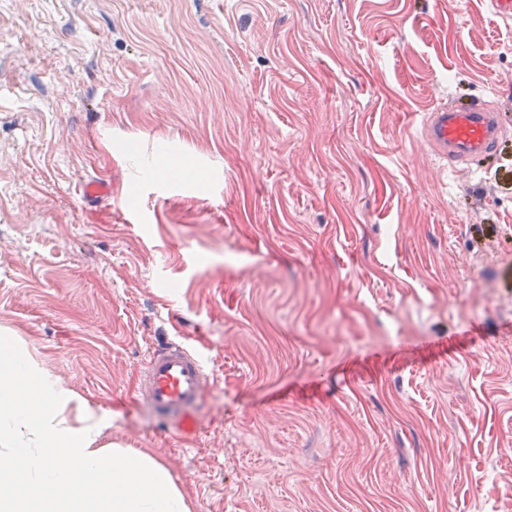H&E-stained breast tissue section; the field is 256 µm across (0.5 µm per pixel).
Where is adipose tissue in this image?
<instances>
[{"mask_svg": "<svg viewBox=\"0 0 512 512\" xmlns=\"http://www.w3.org/2000/svg\"><path fill=\"white\" fill-rule=\"evenodd\" d=\"M109 430L34 356L0 355V512H190L169 470Z\"/></svg>", "mask_w": 512, "mask_h": 512, "instance_id": "ef3b65f1", "label": "adipose tissue"}]
</instances>
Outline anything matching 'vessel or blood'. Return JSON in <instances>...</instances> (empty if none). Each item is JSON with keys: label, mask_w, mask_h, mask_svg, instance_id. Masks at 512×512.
<instances>
[{"label": "vessel or blood", "mask_w": 512, "mask_h": 512, "mask_svg": "<svg viewBox=\"0 0 512 512\" xmlns=\"http://www.w3.org/2000/svg\"><path fill=\"white\" fill-rule=\"evenodd\" d=\"M498 112L485 101L455 102L429 113L425 139L440 158L454 164L473 160L496 148L501 138ZM211 383L208 365L196 350L172 341L150 350L138 396L179 439L196 436L199 410Z\"/></svg>", "instance_id": "vessel-or-blood-1"}]
</instances>
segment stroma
<instances>
[{
  "mask_svg": "<svg viewBox=\"0 0 512 512\" xmlns=\"http://www.w3.org/2000/svg\"><path fill=\"white\" fill-rule=\"evenodd\" d=\"M475 97L505 140L444 166ZM509 169L486 0H0V328L190 512H512ZM168 340L187 442L137 397ZM501 127L499 113L490 110L483 99L458 101L430 112L424 123V135L435 154L455 165L496 148ZM210 383L202 355L172 341L149 351L138 396L176 438L184 439L196 436L200 429L199 410Z\"/></svg>",
  "mask_w": 512,
  "mask_h": 512,
  "instance_id": "obj_1",
  "label": "stroma"
}]
</instances>
